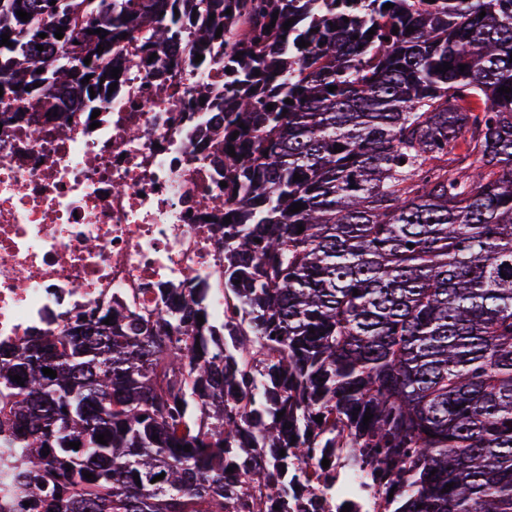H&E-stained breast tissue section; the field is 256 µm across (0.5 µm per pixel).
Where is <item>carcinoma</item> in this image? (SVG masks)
I'll use <instances>...</instances> for the list:
<instances>
[{
  "mask_svg": "<svg viewBox=\"0 0 512 512\" xmlns=\"http://www.w3.org/2000/svg\"><path fill=\"white\" fill-rule=\"evenodd\" d=\"M176 2L0 0V100L98 89L115 50L175 32ZM197 2L235 150L224 321L207 289L165 288L154 318L106 305L1 344L4 490L40 512H265L276 485L290 512L288 459L349 448L392 476L384 512H512V0Z\"/></svg>",
  "mask_w": 512,
  "mask_h": 512,
  "instance_id": "1",
  "label": "carcinoma"
}]
</instances>
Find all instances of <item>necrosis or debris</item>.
Listing matches in <instances>:
<instances>
[{"instance_id":"necrosis-or-debris-1","label":"necrosis or debris","mask_w":512,"mask_h":512,"mask_svg":"<svg viewBox=\"0 0 512 512\" xmlns=\"http://www.w3.org/2000/svg\"><path fill=\"white\" fill-rule=\"evenodd\" d=\"M178 9L181 31L153 61L123 49L115 90L91 102L56 89V114L35 123L33 99L11 101L20 119L0 126V344L64 330L101 303L150 308L160 289L201 282L223 316L224 176L208 156L224 140V69L193 63L199 24L190 0ZM328 472L332 492L303 482L299 499L377 512L370 481L342 457Z\"/></svg>"}]
</instances>
